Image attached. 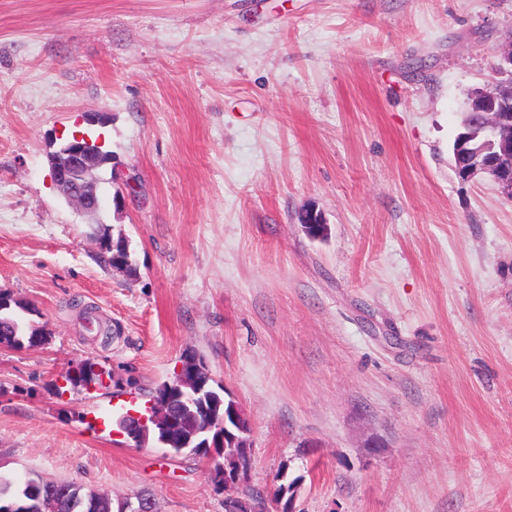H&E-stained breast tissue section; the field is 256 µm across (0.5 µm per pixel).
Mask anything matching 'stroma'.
<instances>
[{"label":"stroma","mask_w":512,"mask_h":512,"mask_svg":"<svg viewBox=\"0 0 512 512\" xmlns=\"http://www.w3.org/2000/svg\"><path fill=\"white\" fill-rule=\"evenodd\" d=\"M511 42L512 0H0V290L50 334L0 347V473L224 512L113 431L192 354L295 512H512V199L451 154ZM87 129L94 225L47 161ZM97 365L96 362L88 359L65 371L68 385L72 389L87 390L91 384H98L100 375L105 372Z\"/></svg>","instance_id":"35a3bbf8"}]
</instances>
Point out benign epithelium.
<instances>
[{"label": "benign epithelium", "instance_id": "benign-epithelium-1", "mask_svg": "<svg viewBox=\"0 0 512 512\" xmlns=\"http://www.w3.org/2000/svg\"><path fill=\"white\" fill-rule=\"evenodd\" d=\"M496 70L504 79L493 88L486 89L476 100L473 109L478 121L464 133L463 140L455 145L454 155L458 171L466 176L490 177L500 191L512 198V45L499 52ZM112 163V154L102 150V142L88 134H74L62 141L51 155V178L57 191L87 214L98 211L97 177L102 168ZM302 226L307 235L319 238L326 225L314 212L303 214ZM170 398L152 401L147 413L128 410L123 417L132 419L145 428L156 421V411L165 409ZM192 401L182 399L179 424L185 436H202L203 442L190 452L214 461L224 456L248 454L250 441L232 434L238 423L235 414L224 416V422L215 426L199 427L196 414L191 410ZM245 471L224 470V507L227 512H242Z\"/></svg>", "mask_w": 512, "mask_h": 512}]
</instances>
